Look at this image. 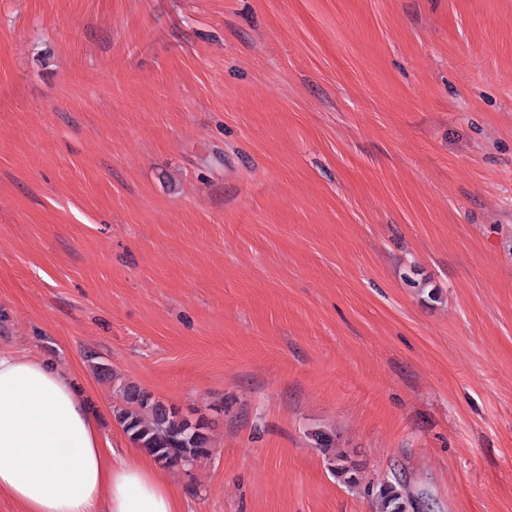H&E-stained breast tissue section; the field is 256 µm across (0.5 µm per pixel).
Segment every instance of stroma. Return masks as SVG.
I'll use <instances>...</instances> for the list:
<instances>
[{
	"label": "stroma",
	"instance_id": "obj_1",
	"mask_svg": "<svg viewBox=\"0 0 512 512\" xmlns=\"http://www.w3.org/2000/svg\"><path fill=\"white\" fill-rule=\"evenodd\" d=\"M0 346L185 512H512V0H0ZM315 441L318 448L325 454L330 464L334 466L332 469L338 478H341L348 484H356L358 470L356 465L349 460L346 454L335 451L333 448L332 435L325 432L315 434ZM374 497L378 512H401L402 506H407L401 484L384 481L377 484Z\"/></svg>",
	"mask_w": 512,
	"mask_h": 512
}]
</instances>
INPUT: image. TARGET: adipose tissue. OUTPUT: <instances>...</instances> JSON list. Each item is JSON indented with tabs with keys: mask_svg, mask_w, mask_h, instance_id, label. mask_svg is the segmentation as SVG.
<instances>
[{
	"mask_svg": "<svg viewBox=\"0 0 512 512\" xmlns=\"http://www.w3.org/2000/svg\"><path fill=\"white\" fill-rule=\"evenodd\" d=\"M0 495L21 512H183L154 458L117 448L44 354L0 349Z\"/></svg>",
	"mask_w": 512,
	"mask_h": 512,
	"instance_id": "ef3b65f1",
	"label": "adipose tissue"
}]
</instances>
